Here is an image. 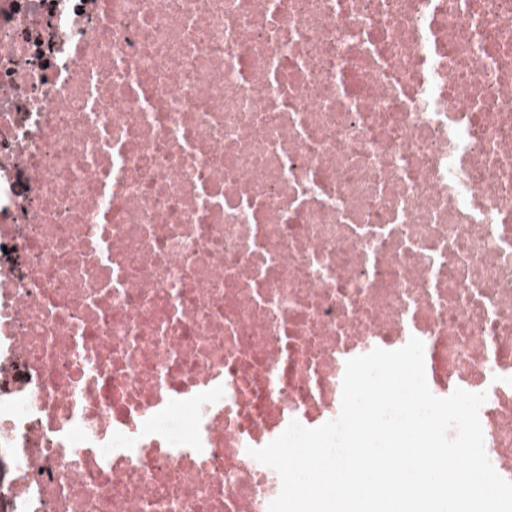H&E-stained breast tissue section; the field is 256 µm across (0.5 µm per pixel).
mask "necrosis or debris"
Masks as SVG:
<instances>
[{
	"label": "necrosis or debris",
	"instance_id": "4bbe7bcc",
	"mask_svg": "<svg viewBox=\"0 0 512 512\" xmlns=\"http://www.w3.org/2000/svg\"><path fill=\"white\" fill-rule=\"evenodd\" d=\"M413 337L512 482V0H0V512H269Z\"/></svg>",
	"mask_w": 512,
	"mask_h": 512
}]
</instances>
